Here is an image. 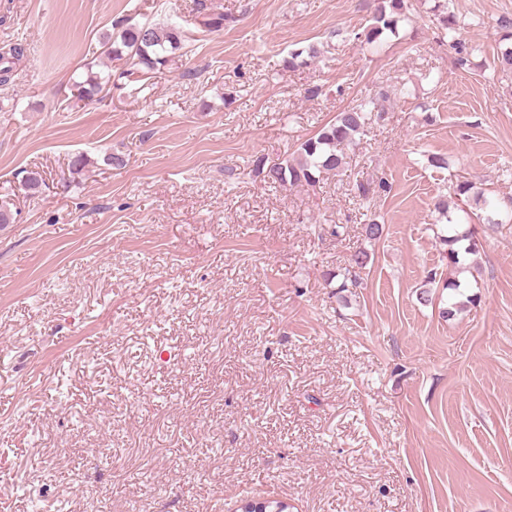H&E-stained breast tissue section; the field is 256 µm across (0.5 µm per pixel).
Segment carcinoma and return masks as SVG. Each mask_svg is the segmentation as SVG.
Returning <instances> with one entry per match:
<instances>
[{"mask_svg": "<svg viewBox=\"0 0 512 512\" xmlns=\"http://www.w3.org/2000/svg\"><path fill=\"white\" fill-rule=\"evenodd\" d=\"M375 6L371 23L360 34L362 42L373 44L387 35H398L399 23L407 19L408 0H374ZM434 20L438 26L448 33L456 31L458 22L447 12V6H437ZM196 24L204 32H216L224 29L226 17L222 13L208 11L206 4L197 8ZM148 36L141 34L142 26L133 24L123 28L118 36L105 37L103 47L105 53L115 59L127 58L129 68L115 75L101 76L97 72H88L86 79L78 83L80 98L91 101L102 91L103 86L111 82L112 77L123 79L134 74L152 75L172 62L176 52L184 49L190 39L189 30L173 23L160 26L149 25ZM499 41L508 44L497 56L499 71L512 76V23L506 21L501 25ZM384 111L374 100L362 101L338 113L333 123L323 126L318 134L303 141L297 149V156L285 159L281 163L264 168L263 162L256 164L257 169L266 171V177L280 185L302 184L313 185L320 176L338 169L343 162L341 147L353 146L356 137L365 134L372 122L383 119ZM447 250L444 258L448 266L460 267L467 256L478 252V244L473 233H456L448 228V235L440 236Z\"/></svg>", "mask_w": 512, "mask_h": 512, "instance_id": "carcinoma-1", "label": "carcinoma"}]
</instances>
